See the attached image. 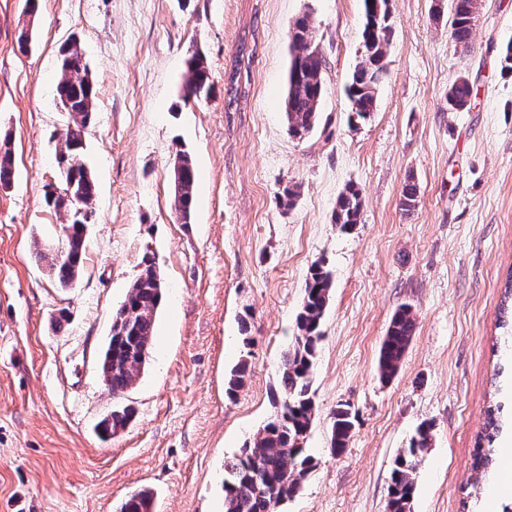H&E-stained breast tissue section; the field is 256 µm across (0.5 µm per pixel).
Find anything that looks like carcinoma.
Instances as JSON below:
<instances>
[{
  "instance_id": "obj_1",
  "label": "carcinoma",
  "mask_w": 512,
  "mask_h": 512,
  "mask_svg": "<svg viewBox=\"0 0 512 512\" xmlns=\"http://www.w3.org/2000/svg\"><path fill=\"white\" fill-rule=\"evenodd\" d=\"M450 36L462 49L471 46L474 22L480 0H451ZM363 60L353 71L347 95L352 104L350 121H365L376 107V89L387 76L386 48L392 37L390 0H363ZM291 60L285 94V117L288 134L298 140L309 136L319 121L320 103L324 93L326 58L315 45L308 16L298 18L291 30ZM88 65L77 42L60 51V76L56 92L59 102L67 101L65 109L70 121L62 136L59 162L65 172L59 183L47 192L46 204L54 210L68 212L65 226V247L61 256L35 249L38 261L46 263L60 287H70L81 271L84 250V227L93 223L95 212L91 201L95 193L93 177L82 159L85 135L95 118V111L85 110L84 103L95 101V86L86 84ZM183 99L206 96L211 91L210 74L204 61L192 55L187 61V74L182 85ZM473 83L466 74L458 75L449 85L446 100L448 111L457 112L470 105ZM173 172V204L179 220L190 223L195 201L196 173L190 155L176 153ZM15 170L8 138L0 142V188L14 183ZM82 196L75 208L64 203L68 192ZM417 186L408 183L402 190L401 208L411 213L416 207ZM362 206V192L347 185L336 201L334 223L346 229L357 223ZM333 275L322 263L311 266L301 308L296 316V334L281 362L280 392L274 394L280 410L245 444L240 455L224 463V512H276L278 505L296 495L309 471L313 457L306 452L307 434L315 415L313 373L318 345L323 337L322 326L330 303ZM163 281L155 259L144 256L139 272L130 286L125 301L112 320L111 336L101 358V375L112 396L120 397L132 388L144 368L154 336L157 310L162 301ZM500 328L512 325V279L508 280L499 311ZM416 322L408 305L400 306L392 315L381 344L378 371L389 378L397 371L414 335ZM248 374L242 362L227 380V394H234ZM133 411L127 406L115 407L99 424L103 434L112 436L129 424ZM354 428L349 407L341 404L334 413L330 431V450L341 454L348 445ZM500 430V406L487 413L485 429L479 438L474 468L481 475L491 473L497 465L495 443ZM432 425H419L407 447L399 450L393 460L388 487L386 512H411L419 463L431 447ZM119 512H153V493L144 488L131 494Z\"/></svg>"
}]
</instances>
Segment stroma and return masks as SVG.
Wrapping results in <instances>:
<instances>
[{
    "label": "stroma",
    "instance_id": "1",
    "mask_svg": "<svg viewBox=\"0 0 512 512\" xmlns=\"http://www.w3.org/2000/svg\"><path fill=\"white\" fill-rule=\"evenodd\" d=\"M390 10L387 77L370 119L352 125L344 87L361 59L362 0H0V133L16 172L0 190V512H118L142 488L154 512H224V462L278 411L281 359L318 261L334 288L313 375L315 466L277 512H386L393 460L425 420L433 439L411 512L512 500L485 496L472 469L486 410L512 402V352L493 348L512 271V75L499 63L512 0H482L467 53L432 0ZM302 16L328 65L319 123L299 141L283 97L288 29ZM73 40L96 86L84 154L96 222L78 280L62 288L33 250L60 245L68 219L44 192L68 119L55 100L58 52ZM195 51L212 92L185 101ZM462 73L473 100L452 112L448 84ZM181 150L199 174L186 224L173 209ZM350 184L363 206L343 231L333 214ZM147 253L163 301L145 369L118 400L134 416L105 438L97 425L116 400L100 358ZM403 304L415 333L384 380L379 351ZM243 361V386L226 394ZM342 404L354 428L337 456L329 428Z\"/></svg>",
    "mask_w": 512,
    "mask_h": 512
}]
</instances>
